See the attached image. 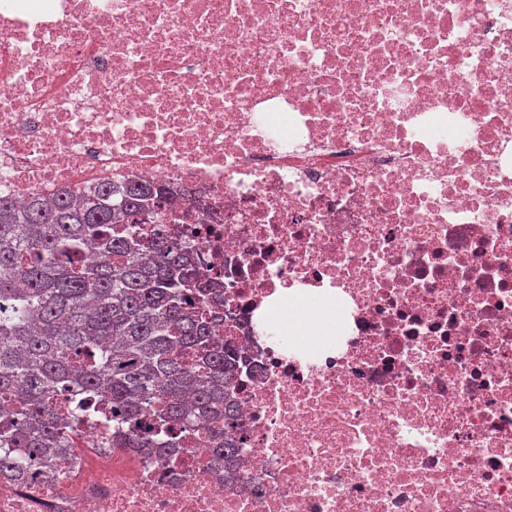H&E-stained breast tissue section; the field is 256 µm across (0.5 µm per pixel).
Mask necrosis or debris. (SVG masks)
<instances>
[{
    "mask_svg": "<svg viewBox=\"0 0 512 512\" xmlns=\"http://www.w3.org/2000/svg\"><path fill=\"white\" fill-rule=\"evenodd\" d=\"M131 179L219 284L240 477L82 417L0 512H512V0H0V196Z\"/></svg>",
    "mask_w": 512,
    "mask_h": 512,
    "instance_id": "obj_1",
    "label": "necrosis or debris"
}]
</instances>
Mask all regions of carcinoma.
<instances>
[{
    "label": "carcinoma",
    "mask_w": 512,
    "mask_h": 512,
    "mask_svg": "<svg viewBox=\"0 0 512 512\" xmlns=\"http://www.w3.org/2000/svg\"><path fill=\"white\" fill-rule=\"evenodd\" d=\"M168 194L134 181L68 191L20 206L0 198V473L49 479L67 455L71 419L112 405V447L180 449L182 432L206 434L215 461L233 467L230 390L242 357L215 343L207 286L182 245L138 228L133 253L118 224H137ZM81 391L67 415L51 398Z\"/></svg>",
    "instance_id": "1"
}]
</instances>
